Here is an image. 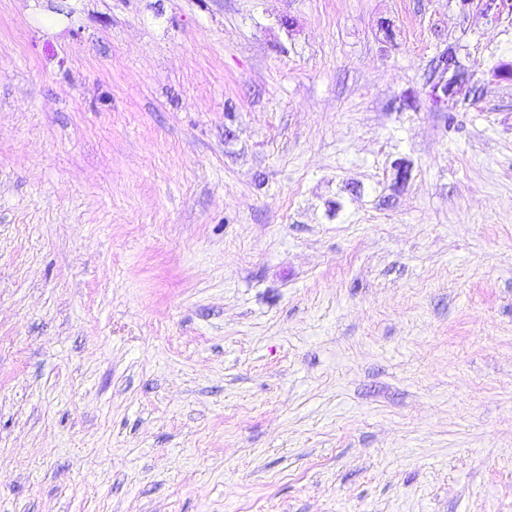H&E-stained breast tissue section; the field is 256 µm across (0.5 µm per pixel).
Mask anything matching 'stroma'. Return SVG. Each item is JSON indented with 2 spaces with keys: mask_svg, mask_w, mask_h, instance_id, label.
<instances>
[{
  "mask_svg": "<svg viewBox=\"0 0 512 512\" xmlns=\"http://www.w3.org/2000/svg\"><path fill=\"white\" fill-rule=\"evenodd\" d=\"M504 63L479 0H0V512H512ZM445 70L452 71L448 82L436 84L431 90V99L436 106L445 105L463 91H470V76L461 68L456 57L449 53L444 60Z\"/></svg>",
  "mask_w": 512,
  "mask_h": 512,
  "instance_id": "1",
  "label": "stroma"
}]
</instances>
